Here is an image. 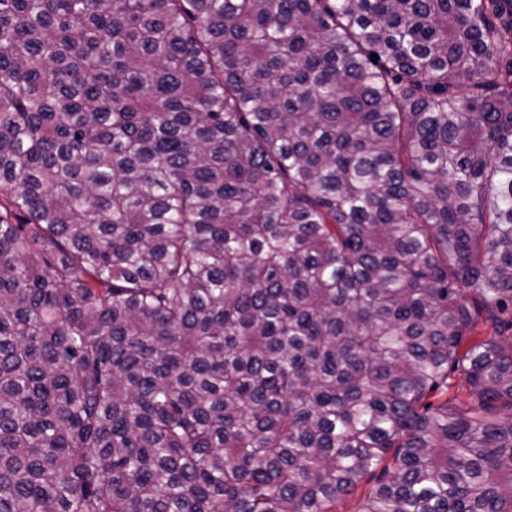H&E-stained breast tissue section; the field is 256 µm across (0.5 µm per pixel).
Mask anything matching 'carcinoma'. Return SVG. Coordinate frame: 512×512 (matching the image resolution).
I'll use <instances>...</instances> for the list:
<instances>
[{"instance_id":"obj_1","label":"carcinoma","mask_w":512,"mask_h":512,"mask_svg":"<svg viewBox=\"0 0 512 512\" xmlns=\"http://www.w3.org/2000/svg\"><path fill=\"white\" fill-rule=\"evenodd\" d=\"M377 471L512 512V0H0V512Z\"/></svg>"}]
</instances>
